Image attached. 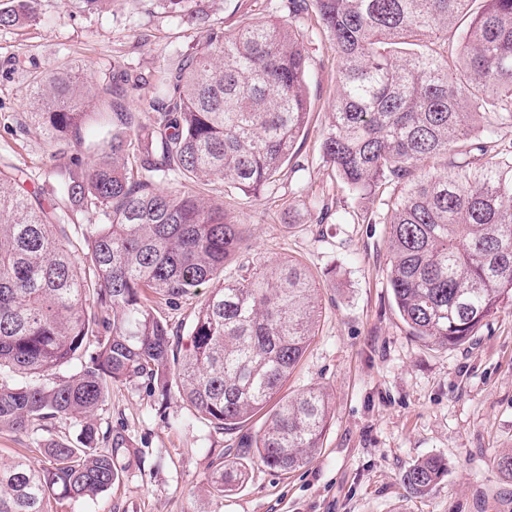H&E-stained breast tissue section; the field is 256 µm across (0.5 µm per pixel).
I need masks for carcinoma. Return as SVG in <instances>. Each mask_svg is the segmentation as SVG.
Here are the masks:
<instances>
[{
    "instance_id": "obj_1",
    "label": "carcinoma",
    "mask_w": 512,
    "mask_h": 512,
    "mask_svg": "<svg viewBox=\"0 0 512 512\" xmlns=\"http://www.w3.org/2000/svg\"><path fill=\"white\" fill-rule=\"evenodd\" d=\"M288 0L330 34L339 82L322 151L359 196L380 189L389 226L387 278L411 336L446 348L475 336L512 304V146L493 143L512 122V0ZM469 19L457 60L432 46ZM418 46L399 56L398 46ZM154 78L150 111L131 112L128 90L94 91L77 73L49 71L29 99L47 138L79 147L94 124L112 139L63 173L72 208L105 219L86 229L80 264L50 206H32L21 174L0 171V431L73 423L77 443L49 437L48 465L0 468V512H52L93 499L119 479L129 453L99 433L112 385L144 380L177 388L201 419L233 433L268 411L262 432L219 455L209 492L239 489L257 458L295 471L320 448L329 394L280 395L318 319L317 286L291 260L229 280L247 241L223 204L163 190L173 174L217 177L258 191L275 181L305 133L307 55L291 26L258 21L206 30ZM479 132L477 164L455 148ZM208 288L182 357L157 304ZM68 374L44 379L50 371ZM447 471L427 457L401 476L425 494Z\"/></svg>"
}]
</instances>
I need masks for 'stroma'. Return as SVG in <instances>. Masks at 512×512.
Wrapping results in <instances>:
<instances>
[{
  "label": "stroma",
  "mask_w": 512,
  "mask_h": 512,
  "mask_svg": "<svg viewBox=\"0 0 512 512\" xmlns=\"http://www.w3.org/2000/svg\"><path fill=\"white\" fill-rule=\"evenodd\" d=\"M27 20L0 26V170L22 169L27 190L56 195L61 223L73 240L102 223L58 197L57 174L88 160L107 135L91 131L83 148L50 141L29 120L34 79L68 68L92 87L141 75L129 95L132 111H148L147 80L170 68L188 34L201 27L231 32L258 18L288 15L281 0H187L171 12L163 0H109L84 11L76 0H28ZM308 56L307 130L279 179L250 195L222 181L194 184L223 202L247 228L246 267L295 259L313 274L320 317L312 342L284 391L311 386L332 398L322 447L305 467L285 472L252 461L247 483L217 497L207 480L236 435L201 420L178 393L144 384L117 385L100 410L102 430L122 437L132 455L112 488L94 499L65 500L56 512H512V477L496 467L512 452V309L496 314L463 345L442 348L413 338L395 308L387 281L388 227L375 223L379 202L359 198L326 163L322 139L339 80L327 31L293 18ZM328 205L325 218L309 208ZM75 439L73 424L51 431L0 432V466L20 457L38 462L46 435ZM435 456L447 471L424 495L401 476Z\"/></svg>",
  "instance_id": "obj_1"
}]
</instances>
